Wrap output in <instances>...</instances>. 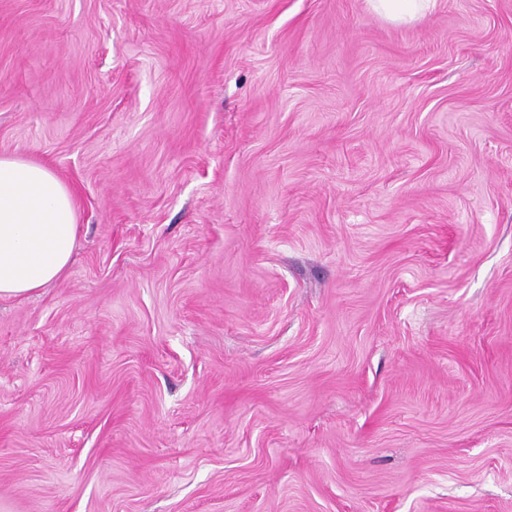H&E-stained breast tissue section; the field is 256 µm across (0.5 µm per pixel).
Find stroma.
Returning <instances> with one entry per match:
<instances>
[{"mask_svg": "<svg viewBox=\"0 0 512 512\" xmlns=\"http://www.w3.org/2000/svg\"><path fill=\"white\" fill-rule=\"evenodd\" d=\"M3 156L0 512H512V0H0ZM437 0H370L374 11L394 23H409L423 17ZM75 202L45 165L0 157V298L58 281L78 241Z\"/></svg>", "mask_w": 512, "mask_h": 512, "instance_id": "stroma-1", "label": "stroma"}]
</instances>
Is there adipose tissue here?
<instances>
[{
  "mask_svg": "<svg viewBox=\"0 0 512 512\" xmlns=\"http://www.w3.org/2000/svg\"><path fill=\"white\" fill-rule=\"evenodd\" d=\"M75 202L45 165L0 157V298L58 281L78 241Z\"/></svg>",
  "mask_w": 512,
  "mask_h": 512,
  "instance_id": "adipose-tissue-1",
  "label": "adipose tissue"
}]
</instances>
